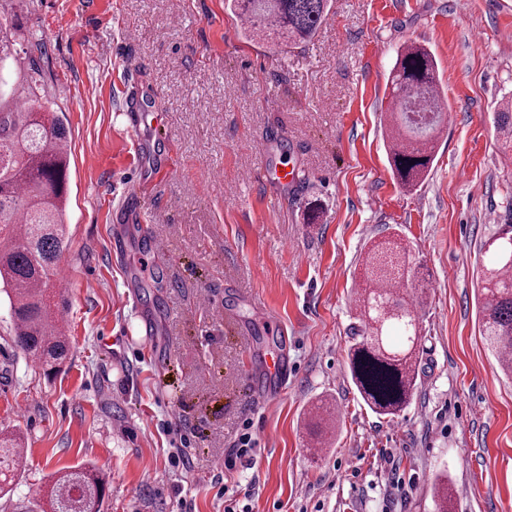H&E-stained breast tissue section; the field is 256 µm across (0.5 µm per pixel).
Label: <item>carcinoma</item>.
Listing matches in <instances>:
<instances>
[{
    "label": "carcinoma",
    "mask_w": 512,
    "mask_h": 512,
    "mask_svg": "<svg viewBox=\"0 0 512 512\" xmlns=\"http://www.w3.org/2000/svg\"><path fill=\"white\" fill-rule=\"evenodd\" d=\"M232 4L259 38L297 48L312 40L331 0ZM11 60H16L13 33L0 24V283L9 300L13 344L53 371L70 353L51 302L57 263L68 246L63 215L70 151L62 117L39 100V69L19 65L11 81L4 75ZM437 85V63L425 46L410 43L397 51L387 116L389 155L394 177L408 188L426 179L434 160L435 133L445 110ZM494 124L504 148H512V104L503 105ZM491 239L481 276L479 333L500 371L512 377V225L500 226ZM409 264L397 233L370 248L362 262L359 326L348 349V368L361 398L379 416L400 412L415 388L421 327L402 289ZM21 448L20 435L0 434V492L17 472ZM106 494L104 476L66 468L55 473L46 503L53 512H101ZM433 501L435 512H453L452 488L436 484Z\"/></svg>",
    "instance_id": "obj_1"
}]
</instances>
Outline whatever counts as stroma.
I'll list each match as a JSON object with an SVG mask.
<instances>
[{
	"label": "stroma",
	"instance_id": "obj_1",
	"mask_svg": "<svg viewBox=\"0 0 512 512\" xmlns=\"http://www.w3.org/2000/svg\"><path fill=\"white\" fill-rule=\"evenodd\" d=\"M0 20L64 115L72 277L52 298L71 353L50 374L14 346L0 292V430L28 452L0 512L78 465L106 477L104 512H224L219 479L253 488L251 512H434L439 475L455 512H512V380L478 330L482 245L512 224V151L493 125L512 100V0H335L299 49L247 40L224 0H0ZM412 41L435 55L450 111L431 174L407 189L386 114L396 50ZM131 109L144 115L137 146ZM167 152L179 174L117 217L141 166ZM266 160L296 181L243 180ZM118 221L133 239L150 227L169 264L114 261ZM393 232L422 340L413 398L390 418L357 394L347 349L362 257ZM256 301L276 327L255 322ZM146 316L163 319L155 337ZM280 355L287 383L254 403L248 388ZM322 401L338 422L318 444L306 424ZM246 420L259 447L225 470ZM176 425L186 469L170 462Z\"/></svg>",
	"mask_w": 512,
	"mask_h": 512
}]
</instances>
